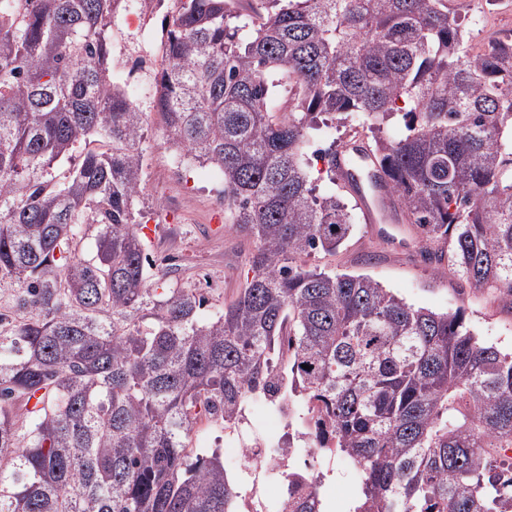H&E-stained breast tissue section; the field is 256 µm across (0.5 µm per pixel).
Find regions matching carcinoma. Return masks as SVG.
<instances>
[{
	"instance_id": "1",
	"label": "carcinoma",
	"mask_w": 512,
	"mask_h": 512,
	"mask_svg": "<svg viewBox=\"0 0 512 512\" xmlns=\"http://www.w3.org/2000/svg\"><path fill=\"white\" fill-rule=\"evenodd\" d=\"M169 2L150 111L221 174L224 223L254 242L246 283L204 316L201 289L148 257L120 0H0V512H234L241 481L191 453L194 428L265 392L316 409L320 451L359 470L354 512H512L493 462L512 448V353L461 309L304 260L355 224L336 145L321 194L306 159L352 122L424 258L512 307V42L472 53L448 0ZM281 512L323 505L291 492Z\"/></svg>"
}]
</instances>
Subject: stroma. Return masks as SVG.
Masks as SVG:
<instances>
[{"label":"stroma","instance_id":"stroma-1","mask_svg":"<svg viewBox=\"0 0 512 512\" xmlns=\"http://www.w3.org/2000/svg\"><path fill=\"white\" fill-rule=\"evenodd\" d=\"M157 114L148 116L149 161L142 189L135 201L136 216L151 217L154 236L148 240L154 261L174 265L172 281L196 285L209 297L206 312L235 299L246 280V254L252 241L227 231L218 221L212 188L220 175L197 167L189 179H169V151ZM412 224H384L371 232L358 220L341 248L333 254L316 253L309 266L364 275L378 281L407 303L436 312L463 310L467 326L482 341L512 349V307L496 294L471 288L466 282L425 261Z\"/></svg>","mask_w":512,"mask_h":512}]
</instances>
